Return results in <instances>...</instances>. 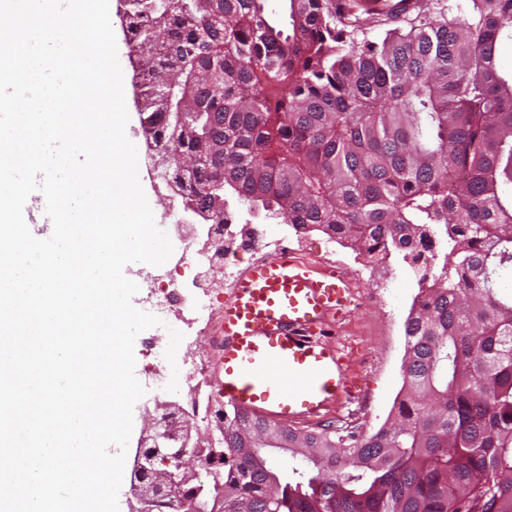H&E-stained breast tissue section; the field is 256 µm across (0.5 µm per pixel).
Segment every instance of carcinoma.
I'll list each match as a JSON object with an SVG mask.
<instances>
[{"label":"carcinoma","instance_id":"carcinoma-1","mask_svg":"<svg viewBox=\"0 0 512 512\" xmlns=\"http://www.w3.org/2000/svg\"><path fill=\"white\" fill-rule=\"evenodd\" d=\"M268 2L126 0L149 156L224 137V165L178 186L205 221L238 202L373 263L449 251L404 323L394 416L360 439L290 428L288 447L245 456L239 428L272 426L226 405L202 497L220 483L224 512H512V71L495 57L512 0L374 37L334 0Z\"/></svg>","mask_w":512,"mask_h":512}]
</instances>
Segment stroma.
<instances>
[{
  "mask_svg": "<svg viewBox=\"0 0 512 512\" xmlns=\"http://www.w3.org/2000/svg\"><path fill=\"white\" fill-rule=\"evenodd\" d=\"M125 101L129 114L126 135L137 148L140 183L154 217L159 218L172 209L173 204L167 189L154 180L148 166L133 96H126ZM329 247L336 250L332 270L345 277L364 271L370 274L371 285L350 288L349 304L336 319L333 346L346 365L351 394L333 408L323 422L310 423L309 428L319 431L330 425L346 428L358 436L367 435L386 421L403 384L404 323L418 293V277L397 258H388L379 265L369 263L320 231L306 233L298 257L320 270L324 267L321 257ZM180 323L181 315L174 310L164 316L162 325L137 336L134 343L137 379H144L150 368V347L168 344L170 329L179 327Z\"/></svg>",
  "mask_w": 512,
  "mask_h": 512,
  "instance_id": "stroma-1",
  "label": "stroma"
}]
</instances>
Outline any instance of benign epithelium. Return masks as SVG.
<instances>
[{
	"instance_id": "1",
	"label": "benign epithelium",
	"mask_w": 512,
	"mask_h": 512,
	"mask_svg": "<svg viewBox=\"0 0 512 512\" xmlns=\"http://www.w3.org/2000/svg\"><path fill=\"white\" fill-rule=\"evenodd\" d=\"M145 417L133 460L129 512H154L172 500L178 512H207L198 503L200 490L187 486L216 464L201 455L212 447L211 431L201 429L191 415H180L176 402L157 404ZM159 457L160 467L155 465Z\"/></svg>"
}]
</instances>
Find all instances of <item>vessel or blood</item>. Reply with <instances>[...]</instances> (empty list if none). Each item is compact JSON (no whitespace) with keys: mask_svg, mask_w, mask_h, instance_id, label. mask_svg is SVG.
<instances>
[{"mask_svg":"<svg viewBox=\"0 0 512 512\" xmlns=\"http://www.w3.org/2000/svg\"><path fill=\"white\" fill-rule=\"evenodd\" d=\"M348 286L287 251L248 266L220 324L225 403L278 424L309 423L348 395L331 342Z\"/></svg>","mask_w":512,"mask_h":512,"instance_id":"vessel-or-blood-1","label":"vessel or blood"}]
</instances>
